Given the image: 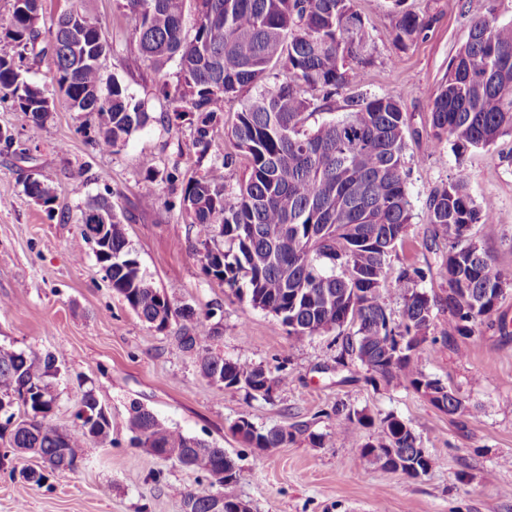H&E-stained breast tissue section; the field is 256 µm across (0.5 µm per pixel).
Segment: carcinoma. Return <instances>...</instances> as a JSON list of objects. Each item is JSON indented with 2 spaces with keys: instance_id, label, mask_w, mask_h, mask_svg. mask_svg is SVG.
Returning <instances> with one entry per match:
<instances>
[{
  "instance_id": "1",
  "label": "carcinoma",
  "mask_w": 512,
  "mask_h": 512,
  "mask_svg": "<svg viewBox=\"0 0 512 512\" xmlns=\"http://www.w3.org/2000/svg\"><path fill=\"white\" fill-rule=\"evenodd\" d=\"M396 39L419 36L424 22L391 0ZM486 14L470 21L468 36L448 66L447 79L431 103L432 139L427 155L441 154L443 141L458 154L486 149L512 136V20L498 21L499 0H486ZM130 19L140 57L162 75L161 92L174 111L192 117V148L202 173L188 180L180 199L201 246L204 271L230 288L245 282L248 302L280 317L295 342L327 333L343 351L379 378L403 379L439 409L454 415L463 401L439 380L413 370L420 346L437 337L430 331L437 311L448 310V332L469 336L492 317L512 273L472 239L474 225L484 238L496 235L488 223L491 200L476 203L470 172L460 163L448 183L427 200L429 236L424 248L438 253L448 294L439 299L418 288L427 270L409 264L390 276L389 260L403 246L412 221L406 186L408 124L399 99L353 93L339 117L310 124L317 109L305 89L326 102L345 86L363 85L372 57V39L354 0H116ZM42 0H14L0 45V90L15 107L43 126L53 112V94L22 75L23 54L14 48L42 44L50 54L53 84L72 112L97 119L96 146L119 151L150 119L145 101L131 103L127 89L107 75L106 59L94 45L99 22L81 14L69 26L60 14L47 30L39 27ZM283 79L270 84L271 72ZM245 87L254 94L236 113L235 145L248 159L235 190L224 185L231 154L212 153L213 132L224 101ZM27 196L43 205L55 199L39 180L24 183ZM97 213L112 224L107 256L97 258L104 278L145 323L165 327L172 307L146 279L112 203L100 196L81 214ZM402 298L399 319L391 318L387 297ZM177 346L197 356L200 374L226 388H244L265 397L288 381L209 350L213 331L200 316L180 313ZM58 358L31 357L0 349V466L32 455L52 471H71L91 443H112L111 417L102 413L89 389L76 419L87 412V429L63 430L49 422L55 398L48 378ZM367 425L356 412L336 410V431L354 433ZM131 442L149 454L174 458L201 470L222 486L237 480L239 468L224 449L166 425L140 403L130 406ZM251 448H281L293 440L282 427L258 429L247 418L231 427ZM363 448L397 450L409 476L428 473L433 458L413 429L393 415L380 422ZM184 512H233L219 506L211 491H177Z\"/></svg>"
}]
</instances>
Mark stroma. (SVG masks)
Instances as JSON below:
<instances>
[{
  "mask_svg": "<svg viewBox=\"0 0 512 512\" xmlns=\"http://www.w3.org/2000/svg\"><path fill=\"white\" fill-rule=\"evenodd\" d=\"M355 7L374 46L363 90L399 98L412 130L406 186L413 219L404 247L390 258L392 270L430 265L422 287L445 296L447 281L422 245L426 201L462 162L473 197L495 203L498 232L481 245L512 271V136L461 158L448 146L440 160L424 152L431 96L471 18L485 14V0H404L428 24L405 46L396 40L390 0H355ZM72 8L99 21L112 47L109 72L148 100L150 120L124 148L102 152L93 144L94 122H81L62 98L41 129L11 101H0V127L14 135L11 148L0 145V302L7 304L0 309V349L56 354L52 423L75 428L81 396L91 389L112 419V442L88 445L71 472L47 471L30 456L0 468V512H182L179 490L206 489L209 477L132 445L134 401L184 434L224 447L240 468L225 491L251 512H512V335L485 325L450 337L447 314H438L431 330L438 341L424 343L415 367L455 390L467 409L454 415L404 383L372 380L360 362L342 356L333 335L295 342L279 317L207 276L194 255V229L178 205L199 170L192 127L159 93V77L140 59L128 20L114 0H43L41 26ZM146 157L154 175L141 166ZM28 179L52 189L53 208L26 196ZM107 188L143 272L175 311L166 329L141 321L112 291L91 246L74 251L82 209ZM146 195L155 199L152 208L139 205ZM187 306L215 330L212 351L287 375V385L254 398L203 378L195 356L175 342L177 311ZM340 409L376 424L389 415L402 419L432 455L431 469L418 478L382 469L362 453L370 429L337 432ZM242 417L262 429L286 428L294 439L267 451L248 447L230 431ZM22 467L44 480L25 482Z\"/></svg>",
  "mask_w": 512,
  "mask_h": 512,
  "instance_id": "stroma-1",
  "label": "stroma"
}]
</instances>
